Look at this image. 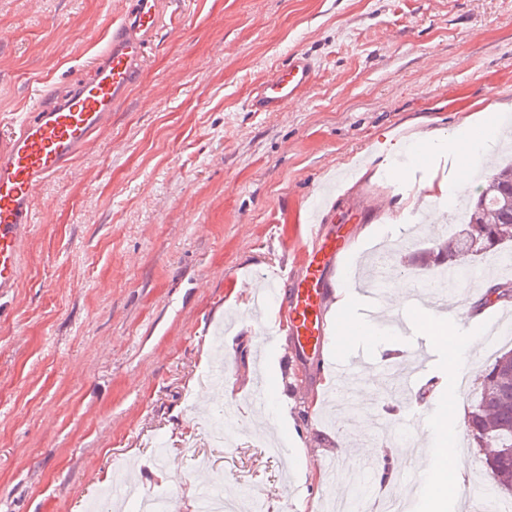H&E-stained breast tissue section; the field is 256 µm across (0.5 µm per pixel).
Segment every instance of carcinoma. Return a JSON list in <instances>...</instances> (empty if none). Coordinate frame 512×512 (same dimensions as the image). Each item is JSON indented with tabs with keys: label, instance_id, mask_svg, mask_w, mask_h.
<instances>
[{
	"label": "carcinoma",
	"instance_id": "cac0c4a2",
	"mask_svg": "<svg viewBox=\"0 0 512 512\" xmlns=\"http://www.w3.org/2000/svg\"><path fill=\"white\" fill-rule=\"evenodd\" d=\"M512 187V164H508L488 176L487 185L473 206L467 208L463 223L452 235L459 241L468 224H477V232L495 235L497 248L512 239V199L508 188ZM469 435L491 432L512 439V382L481 393L471 406L467 416ZM489 487L484 495L492 501L501 495L512 497V455L505 453L496 458L494 468H486Z\"/></svg>",
	"mask_w": 512,
	"mask_h": 512
}]
</instances>
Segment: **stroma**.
<instances>
[{"instance_id":"stroma-1","label":"stroma","mask_w":512,"mask_h":512,"mask_svg":"<svg viewBox=\"0 0 512 512\" xmlns=\"http://www.w3.org/2000/svg\"><path fill=\"white\" fill-rule=\"evenodd\" d=\"M125 0H0V131L63 95L89 67ZM175 26L156 30L127 98L82 156L40 185L22 244L23 274L1 301L0 512H84L120 478L165 493L167 512H202L201 493L254 490L265 512H323L345 477L321 457L350 452L372 472L413 457L383 348L407 346L386 322L363 346L371 389L356 425L340 422L336 388L289 358L286 329L260 350L251 287L299 260L304 226L325 198L337 234L363 258V227L396 233L391 266L413 283L461 220L459 162L448 149L414 169L413 135L465 137L464 120L512 106V0H163ZM306 54L315 75L299 100L253 112V89ZM401 178H394V170ZM405 181L396 191V181ZM231 396L209 394L216 350ZM459 373L436 354V382L458 396L448 433L461 473L484 455L458 417L495 357L484 345ZM277 389L307 450L277 455L262 434Z\"/></svg>"}]
</instances>
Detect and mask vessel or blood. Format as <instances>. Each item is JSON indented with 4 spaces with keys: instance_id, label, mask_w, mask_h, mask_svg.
Masks as SVG:
<instances>
[{
    "instance_id": "vessel-or-blood-1",
    "label": "vessel or blood",
    "mask_w": 512,
    "mask_h": 512,
    "mask_svg": "<svg viewBox=\"0 0 512 512\" xmlns=\"http://www.w3.org/2000/svg\"><path fill=\"white\" fill-rule=\"evenodd\" d=\"M160 0H127L124 14L112 20L105 49L58 99L29 113L18 127L0 137V298L17 288L22 274L21 243L34 220L32 201L43 181L58 175L88 146L107 124L113 107L121 102L142 68L147 37L160 24ZM314 66L296 52L288 64L264 81L250 102L255 112H277L293 102L312 83ZM336 220L335 208L322 209L310 227L305 261L299 269L280 267L265 273L266 293L282 300L288 310L290 356L303 367L331 373L337 384L356 377L369 354L358 347L359 332L383 310L385 297L378 284L391 277V269L378 267L374 282H358L351 265L342 261L346 242L329 236L326 225ZM351 284L364 310L352 317L326 316L337 289ZM445 318L456 308L436 305L418 289H411L405 309L395 315L397 331L420 329L422 311ZM444 343L424 334L410 351L414 363L400 378L413 391L426 374L434 349Z\"/></svg>"
}]
</instances>
